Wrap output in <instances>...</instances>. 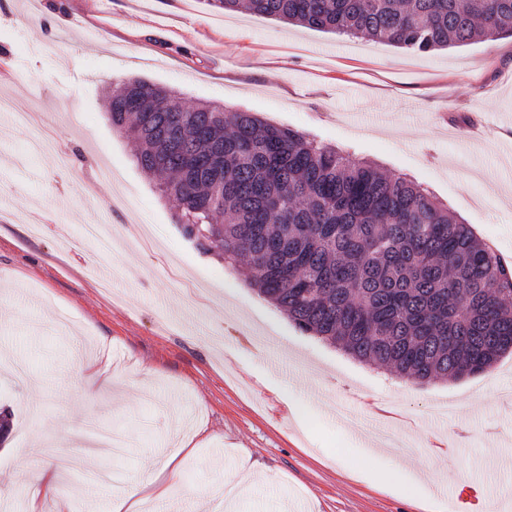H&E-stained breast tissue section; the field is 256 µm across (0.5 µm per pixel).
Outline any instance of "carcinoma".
<instances>
[{
  "mask_svg": "<svg viewBox=\"0 0 512 512\" xmlns=\"http://www.w3.org/2000/svg\"><path fill=\"white\" fill-rule=\"evenodd\" d=\"M430 54L512 34V0H204ZM106 119L178 203L185 236L229 264L304 333L425 383L491 372L512 353V277L418 184L251 112L186 105L132 80Z\"/></svg>",
  "mask_w": 512,
  "mask_h": 512,
  "instance_id": "carcinoma-1",
  "label": "carcinoma"
}]
</instances>
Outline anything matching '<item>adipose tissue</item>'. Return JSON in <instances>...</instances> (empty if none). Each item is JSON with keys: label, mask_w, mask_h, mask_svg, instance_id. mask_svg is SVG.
I'll use <instances>...</instances> for the list:
<instances>
[{"label": "adipose tissue", "mask_w": 512, "mask_h": 512, "mask_svg": "<svg viewBox=\"0 0 512 512\" xmlns=\"http://www.w3.org/2000/svg\"><path fill=\"white\" fill-rule=\"evenodd\" d=\"M193 436H184L178 449L170 452L162 466L143 484L113 496L111 512H144L146 503L168 498L172 492L173 477L179 472L184 454L194 451ZM27 489V512H75L71 497L61 491V476L53 469L24 472Z\"/></svg>", "instance_id": "ef3b65f1"}]
</instances>
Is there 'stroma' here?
I'll return each instance as SVG.
<instances>
[{
	"instance_id": "1",
	"label": "stroma",
	"mask_w": 512,
	"mask_h": 512,
	"mask_svg": "<svg viewBox=\"0 0 512 512\" xmlns=\"http://www.w3.org/2000/svg\"><path fill=\"white\" fill-rule=\"evenodd\" d=\"M0 512H24L22 468L62 470L77 512L158 469L176 425L201 448L147 512H460L464 487L512 512V357L420 384L302 333L245 268L184 236L177 204L112 129L103 90L144 79L313 136L422 184L512 259V36L430 55L202 0H0ZM35 121L15 125L13 113ZM98 224L114 248L84 240ZM135 225L147 248L123 241ZM112 382L81 391L101 343ZM32 447L27 459L15 448ZM396 472L388 490L372 471Z\"/></svg>"
}]
</instances>
